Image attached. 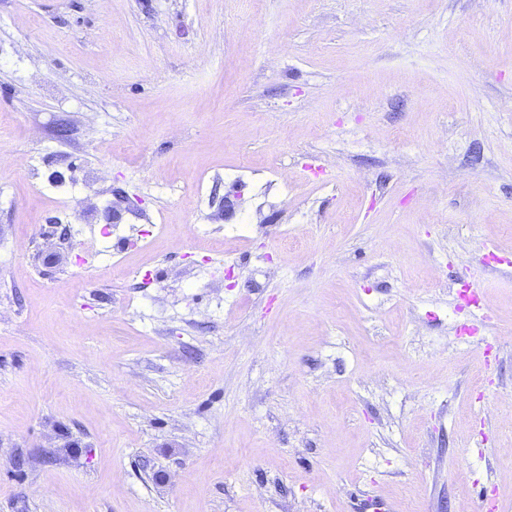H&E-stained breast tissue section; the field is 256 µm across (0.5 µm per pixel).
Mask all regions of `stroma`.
Masks as SVG:
<instances>
[{
    "label": "stroma",
    "mask_w": 512,
    "mask_h": 512,
    "mask_svg": "<svg viewBox=\"0 0 512 512\" xmlns=\"http://www.w3.org/2000/svg\"><path fill=\"white\" fill-rule=\"evenodd\" d=\"M0 312V512H512V0H0Z\"/></svg>",
    "instance_id": "stroma-1"
}]
</instances>
